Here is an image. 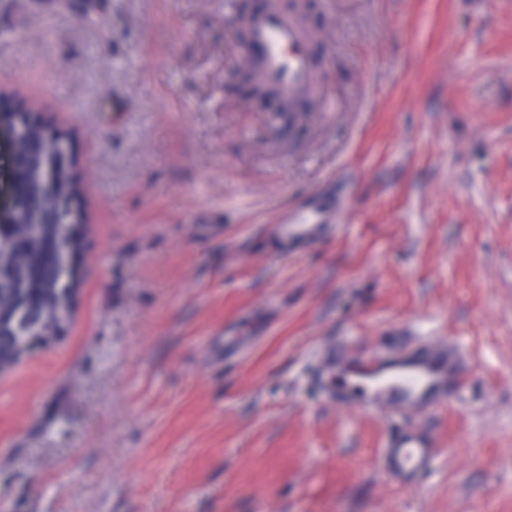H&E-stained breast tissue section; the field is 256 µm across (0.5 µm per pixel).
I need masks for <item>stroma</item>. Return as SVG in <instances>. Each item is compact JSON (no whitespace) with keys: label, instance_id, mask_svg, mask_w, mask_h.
Wrapping results in <instances>:
<instances>
[{"label":"stroma","instance_id":"35a3bbf8","mask_svg":"<svg viewBox=\"0 0 512 512\" xmlns=\"http://www.w3.org/2000/svg\"><path fill=\"white\" fill-rule=\"evenodd\" d=\"M80 2L0 0V89L72 145L88 224L62 338L0 374V512H512V0H309L284 137L237 76L255 0ZM293 208L347 215L287 248ZM439 339L444 411L316 379ZM405 428L442 441L412 490ZM437 437L418 429L407 430L389 441L383 449L386 470L403 486L428 471L435 458Z\"/></svg>","mask_w":512,"mask_h":512}]
</instances>
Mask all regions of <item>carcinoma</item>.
<instances>
[{
    "label": "carcinoma",
    "instance_id": "1",
    "mask_svg": "<svg viewBox=\"0 0 512 512\" xmlns=\"http://www.w3.org/2000/svg\"><path fill=\"white\" fill-rule=\"evenodd\" d=\"M18 153L26 156L17 174L22 200L12 233L0 236V267L7 284L0 289V307L9 311L0 322V363L9 369L23 354L26 340L45 339L70 322V282L55 242L68 236L61 224L43 223L44 203L56 205L78 196L74 175L54 163L55 144L38 123L22 122Z\"/></svg>",
    "mask_w": 512,
    "mask_h": 512
}]
</instances>
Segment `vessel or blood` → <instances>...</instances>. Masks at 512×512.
Instances as JSON below:
<instances>
[{
  "label": "vessel or blood",
  "mask_w": 512,
  "mask_h": 512,
  "mask_svg": "<svg viewBox=\"0 0 512 512\" xmlns=\"http://www.w3.org/2000/svg\"><path fill=\"white\" fill-rule=\"evenodd\" d=\"M250 42L244 59H259L260 80L275 88L281 103L289 104L318 89L307 34L302 25L271 8L246 19ZM303 213L283 225L284 239L304 242L321 232ZM467 358L457 345L441 341L399 352L357 354L347 351L325 361L320 378L328 397L345 406L368 411L428 413L447 409L465 383ZM439 446L437 437L418 429L407 430L383 450L387 471L404 486L428 471Z\"/></svg>",
  "instance_id": "obj_1"
}]
</instances>
